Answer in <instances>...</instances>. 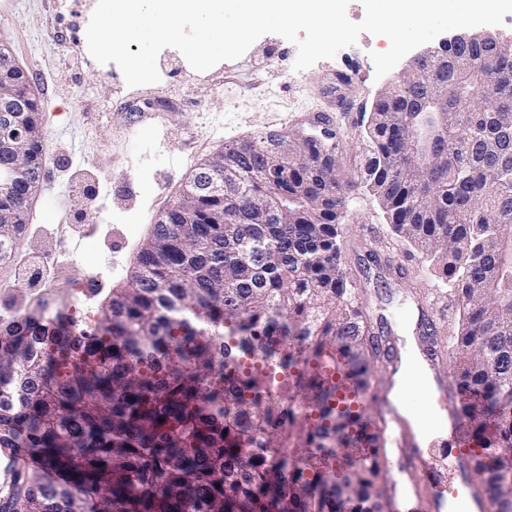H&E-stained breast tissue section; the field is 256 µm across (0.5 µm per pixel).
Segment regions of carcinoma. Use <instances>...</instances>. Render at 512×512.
<instances>
[{"instance_id":"cac0c4a2","label":"carcinoma","mask_w":512,"mask_h":512,"mask_svg":"<svg viewBox=\"0 0 512 512\" xmlns=\"http://www.w3.org/2000/svg\"><path fill=\"white\" fill-rule=\"evenodd\" d=\"M438 81L456 89L448 108L485 113L469 167L393 172L381 159L401 115L375 112L362 182L401 245L452 284L462 323L448 355L456 386L484 403L463 410L477 493L495 504L512 500V266L492 251L512 226V136L499 135L512 112L450 68ZM269 140L224 148L229 196L195 200L187 218L174 202L93 329L46 300L0 311V448L37 454L0 489V512H386L384 438L362 399L379 343L341 261V210L318 196L355 184L311 141L288 144L286 177L268 181ZM274 200L280 213L263 219ZM26 203L25 186L0 197L14 215L0 223L1 264ZM259 232L258 262L236 243ZM245 357L281 369L238 368ZM246 429L259 435L248 451Z\"/></svg>"}]
</instances>
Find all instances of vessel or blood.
<instances>
[{"label": "vessel or blood", "mask_w": 512, "mask_h": 512, "mask_svg": "<svg viewBox=\"0 0 512 512\" xmlns=\"http://www.w3.org/2000/svg\"><path fill=\"white\" fill-rule=\"evenodd\" d=\"M431 394L432 416L438 426L434 439H425L421 417L401 412L390 391H383L380 401L386 409L387 438L392 445L382 458L384 479L391 482L395 512H493L491 502L474 498L470 486L455 484L449 470L459 469L469 458L466 446L468 421L461 411V392H449L448 381L434 372ZM451 446L453 459L436 458L435 447Z\"/></svg>", "instance_id": "b4317fda"}]
</instances>
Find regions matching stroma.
Returning a JSON list of instances; mask_svg holds the SVG:
<instances>
[{
  "label": "stroma",
  "mask_w": 512,
  "mask_h": 512,
  "mask_svg": "<svg viewBox=\"0 0 512 512\" xmlns=\"http://www.w3.org/2000/svg\"><path fill=\"white\" fill-rule=\"evenodd\" d=\"M97 0H0V44L27 70L44 106V181L31 201L14 261L0 265V309L35 305L68 277V297L96 312L112 289L126 286L132 259L156 216L181 194L192 169L225 145L270 130L314 134L308 121L335 117L337 171L354 182L344 207L340 246L344 268L373 326L388 337L374 370L389 376L406 337L435 296L449 295L443 278L414 249L398 250L378 199L358 184L365 163L361 134L373 102L392 82L376 77L372 53L386 37L361 33L334 58L294 70L296 46L268 34L239 59L195 71L182 53L163 49L158 83L128 86L115 63L96 62L85 38ZM349 73L352 88H337ZM89 229L79 254L61 237ZM40 257L47 285L27 289L19 273Z\"/></svg>",
  "instance_id": "35a3bbf8"
}]
</instances>
